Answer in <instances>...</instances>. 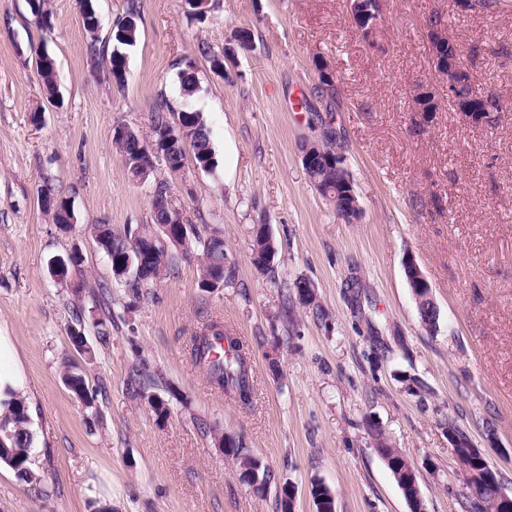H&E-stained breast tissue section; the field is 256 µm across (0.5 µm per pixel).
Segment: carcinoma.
<instances>
[{
	"mask_svg": "<svg viewBox=\"0 0 512 512\" xmlns=\"http://www.w3.org/2000/svg\"><path fill=\"white\" fill-rule=\"evenodd\" d=\"M140 29L130 30L118 22L112 30L111 40L119 48L120 55L113 58V63L122 67L124 59L121 53L129 47L136 45ZM172 113L164 110V105L155 108L152 127L149 135L137 136L124 140L120 137L112 139V144L124 158L126 168L130 175L137 180L149 179L145 175L144 162L147 161L146 148L159 147L169 151L172 148L170 141L176 128L171 121ZM184 125L193 128L190 146L194 152L196 163L205 165L211 170L215 166L214 151L212 148L210 130L203 113L191 109L184 110L182 117ZM349 176L346 170L336 169L317 162L316 166L309 168L310 182L319 184L323 194L334 193ZM166 224L165 213L159 209H152L151 223L143 225L137 231L130 228L115 229L110 224H98L97 244L106 254L112 271V280L97 282L88 287L91 299L97 306H106L112 299V283L124 286L132 295H139L144 288H149L157 281L171 273L176 264L175 252L179 247L170 241L162 226ZM195 248L202 259L201 287L210 289L216 282L228 284L229 277L224 269L225 243L224 234L216 228L205 237L197 238ZM276 254L275 243L260 224L253 234L251 245L252 263L259 269L268 267ZM295 288L298 300L303 304L314 305L316 313L323 315L325 311L316 304V294L308 281L299 279ZM222 326L210 325L207 330L196 335L191 340V354L196 363L202 365L212 384L229 393L243 405L251 402L252 388L249 380V365L241 340H232L234 353L228 357L215 350L214 341L226 339ZM61 377L63 384L75 393L88 408L95 407L96 392L89 391V385L83 368L76 363L63 364ZM140 394L147 400L154 414L160 420L167 419L170 414L169 402L155 392L159 386L166 384L164 377L158 371H151L145 367L138 371ZM378 452L388 460V466L393 473L404 497L412 501L420 493L418 479L406 476L401 469L408 459L398 449L394 448L381 432H375ZM33 447V435L29 429V416L26 401L20 393L6 388L0 393V463L13 469L17 478L36 489L40 487L33 470L30 467V454ZM234 458L239 462L241 476L250 481V475L257 474L260 480L259 490H264L269 482V471L262 461L249 454L237 442L230 444ZM503 477L495 473L489 477H480L478 486V500L468 503L469 512H497L500 509L498 494ZM310 495L314 504L324 502L335 503L331 490L320 482L311 484Z\"/></svg>",
	"mask_w": 512,
	"mask_h": 512,
	"instance_id": "1",
	"label": "carcinoma"
}]
</instances>
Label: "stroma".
Wrapping results in <instances>:
<instances>
[{
  "label": "stroma",
  "mask_w": 512,
  "mask_h": 512,
  "mask_svg": "<svg viewBox=\"0 0 512 512\" xmlns=\"http://www.w3.org/2000/svg\"><path fill=\"white\" fill-rule=\"evenodd\" d=\"M372 40L349 20L348 0H214L205 22L181 0H137L140 38L127 51L124 88L96 66L127 0H94L90 38L80 0H0V336L16 350L34 435L35 493L0 466V512H315L313 482L336 512H409L369 423L415 468L427 512H464L468 491L448 440L456 424L512 494V2L461 10L457 0H380ZM437 16L462 62L502 106L472 126L447 106L434 68L428 20ZM247 30L246 47L235 35ZM233 46L223 72L209 55ZM55 61L59 100L46 94L40 55ZM192 66L184 96L177 74ZM334 75L323 84L320 66ZM438 99L422 119L418 86ZM203 112L216 167L186 154L179 171L158 164L186 224L224 234L232 282L200 285L195 250L141 297L112 296L93 309L80 280L111 279L91 229L149 223L155 180L129 178L112 145L115 127L149 133L158 100ZM332 134L362 213L344 223L310 183L300 147ZM51 188L77 224L60 231L41 206ZM277 253L250 259L254 225ZM80 248L84 262L58 279L52 259ZM414 255L438 310L425 329L404 273ZM315 289L323 315L283 297L297 279ZM83 317L93 350L83 362L94 408L64 386V361ZM107 319L109 343L93 322ZM224 326L249 348L250 405L214 388L191 355V338ZM162 372L177 393L158 420L132 381L136 366ZM234 436L271 474L245 483L214 444Z\"/></svg>",
  "instance_id": "stroma-1"
}]
</instances>
